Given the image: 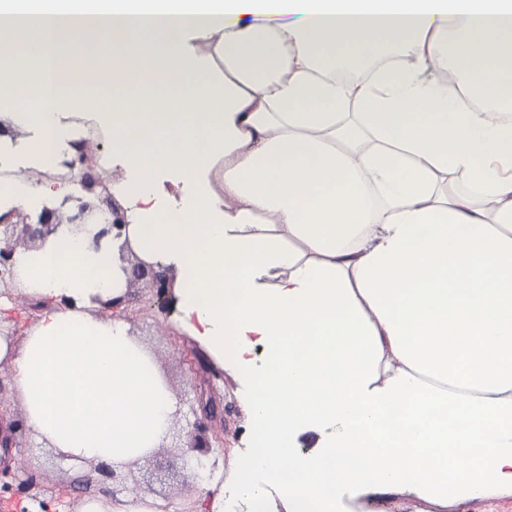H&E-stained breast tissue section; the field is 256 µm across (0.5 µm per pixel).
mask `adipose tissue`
<instances>
[{"label":"adipose tissue","mask_w":512,"mask_h":512,"mask_svg":"<svg viewBox=\"0 0 512 512\" xmlns=\"http://www.w3.org/2000/svg\"><path fill=\"white\" fill-rule=\"evenodd\" d=\"M86 117L126 230L17 248L41 310L0 330L43 446L91 477L170 439L180 400L108 305L128 252L172 275L166 324L235 373L250 419L197 512L228 487L250 512L512 495V0H0V215L77 208Z\"/></svg>","instance_id":"1"}]
</instances>
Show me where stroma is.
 Wrapping results in <instances>:
<instances>
[{
	"instance_id": "stroma-1",
	"label": "stroma",
	"mask_w": 512,
	"mask_h": 512,
	"mask_svg": "<svg viewBox=\"0 0 512 512\" xmlns=\"http://www.w3.org/2000/svg\"><path fill=\"white\" fill-rule=\"evenodd\" d=\"M163 316L152 288L146 283L129 288L123 317L130 333L155 356L164 378L184 407L173 426V434H186L189 423L195 419L198 399L204 396L214 403L213 432L223 438L224 443L216 447L214 453L197 454L192 461L185 459L183 449H159L148 463L134 467L135 477L128 480L127 487L130 491L163 499L186 500L192 492V477L199 468L210 467L214 456H221L225 468H232L234 451L245 447L249 427L236 395L237 382L233 374L224 369L215 375L191 373L186 364L187 357H203L204 351L190 337L167 327ZM20 442L11 471L18 475L32 473L38 484L35 489L0 498V512H14L15 506L23 503L28 504L31 512H36L39 504H49L65 496H80L79 486L53 452L43 448L29 434L23 435Z\"/></svg>"
}]
</instances>
